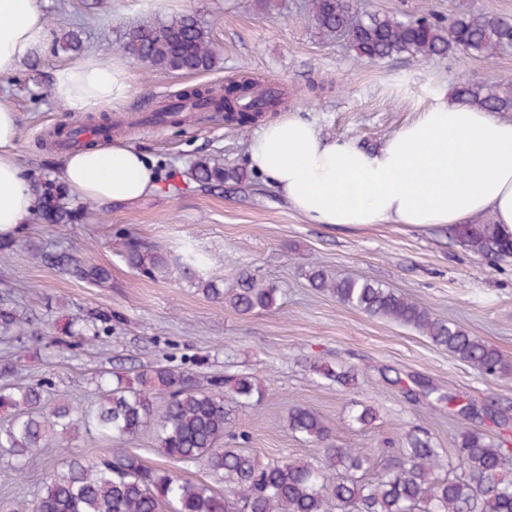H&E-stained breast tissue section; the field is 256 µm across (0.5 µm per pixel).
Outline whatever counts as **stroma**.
Wrapping results in <instances>:
<instances>
[{
  "mask_svg": "<svg viewBox=\"0 0 512 512\" xmlns=\"http://www.w3.org/2000/svg\"><path fill=\"white\" fill-rule=\"evenodd\" d=\"M356 6L404 20L427 12L444 20L470 9L512 20V0H356ZM44 13L47 36L35 57L0 77V97L19 114L18 163L29 178L62 179L64 153L46 147L43 135L80 119L52 92L55 72L72 63L67 54L54 52V39L61 29L78 27L85 57L126 68L130 94L110 113L128 118L132 126L116 140L154 160L162 190L129 204H94L75 224L32 219L13 234L10 254L0 257V305L16 309L23 325L13 339H0V363L14 362L17 379L51 382L56 394L83 404L99 373L113 368L178 366L203 388L218 376L250 375L265 395L236 408L224 444L260 465L285 457L319 458L318 443L288 429V412L296 405L326 421L333 444L370 449L379 469L393 465L414 429L427 432L445 458L452 456L454 440L466 426L497 434L489 418L467 422L447 408L409 398L396 382L400 375L419 376L461 401L512 419V374L485 377L415 330L340 304L312 288L305 276L316 265L335 276L375 279L512 361V258L489 264L447 227L416 231L379 224L350 232L307 223L249 171L245 152L255 126L226 127L220 112H186L176 125L146 120L159 102L248 73L287 92L285 116L306 117L324 135L374 146L472 76L492 81L512 76V53L488 61L452 52L436 59L405 55L362 62L343 42L319 33L309 0H275L267 10L257 0H168L150 12L138 8L137 0H44ZM181 14L195 16L208 30L216 52L213 70L152 72L122 52L126 29ZM321 83L325 92L312 93ZM206 156L245 172V180L200 187L189 171ZM132 239L171 258L191 240L209 259L204 277L231 289L242 275H253L278 288L280 304L242 315L190 281L174 275L147 278L124 261ZM61 250L108 268L110 283L83 282L35 258L39 251ZM75 317L110 319L112 334L92 344L63 339L62 330ZM321 362L354 369V385L345 388L317 375L313 366ZM361 404L374 408L371 424L354 422ZM123 446L147 466L170 467L216 491L224 489L204 464H170L151 429ZM57 455V448H46L0 481V512H29Z\"/></svg>",
  "mask_w": 512,
  "mask_h": 512,
  "instance_id": "stroma-1",
  "label": "stroma"
}]
</instances>
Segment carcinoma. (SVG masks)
I'll use <instances>...</instances> for the list:
<instances>
[{
  "instance_id": "carcinoma-1",
  "label": "carcinoma",
  "mask_w": 512,
  "mask_h": 512,
  "mask_svg": "<svg viewBox=\"0 0 512 512\" xmlns=\"http://www.w3.org/2000/svg\"><path fill=\"white\" fill-rule=\"evenodd\" d=\"M312 16L321 33L344 38L355 57L375 63L403 55L435 58L463 51L486 60L512 51V21L481 10L455 14L448 25L429 14L400 20L386 14H361L354 0H311ZM60 50L78 55L83 41L69 30L57 40ZM121 50L154 70L204 73L216 65V53L205 28L190 15H178L145 27L129 29ZM225 95L203 96L183 92L177 101L152 113L154 123H169L185 111L211 104L225 110V121L239 126L268 108L272 88L247 76L224 86ZM453 96L463 105L497 114L512 113V80L488 81L475 77L455 87ZM195 181L203 187L240 182L244 172L226 168L209 158L193 165ZM40 206L38 218L48 224H73L77 212L68 207L63 186L46 181L35 184ZM465 246L494 263L512 256V244L500 240L495 225L483 224L461 234ZM126 263L142 275L155 279L172 273L165 255L128 242ZM44 260L62 273L105 287L109 271L68 252H47ZM206 265L203 255L190 244L182 246L175 271L196 282L204 294L246 314L277 304L278 289L251 278L228 292L212 279L200 275ZM306 277L312 287L327 291L345 306L370 317H385L427 336L460 360L491 378L512 372L498 350L472 336L459 325L435 317L427 308L385 285L366 278L329 275L311 266ZM14 311L0 307V335L20 327ZM67 333L97 341L112 333L98 326V319L77 318ZM324 378L348 385L349 370L337 371L315 365ZM13 364H0V451L22 467L50 442L59 453V467L43 484L31 503V512H512V480L504 475L512 460V437L492 439L481 429H466L455 438L456 465L448 476L437 471L443 460L429 436L408 434L406 447L396 462L365 481L358 473L371 467L364 448H342L329 443L331 430L321 417L297 405L288 414V428L307 439L324 444L319 462L304 459L274 460L258 465L236 448H225L224 434L232 424V405L258 402L264 389L251 377L216 378L208 390L194 387L190 373L158 366L132 374L113 372L100 376L97 396L79 408L68 399L51 396L43 383H11ZM425 396L437 404L470 415L469 405L457 395L434 394L418 383ZM153 428L162 455L172 463H204L224 479L226 492L209 484L187 480L168 469L151 468L123 448L109 458H74L71 442L84 433L122 443L141 430Z\"/></svg>"
}]
</instances>
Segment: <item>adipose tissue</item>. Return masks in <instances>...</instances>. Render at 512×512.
Listing matches in <instances>:
<instances>
[{"label": "adipose tissue", "mask_w": 512, "mask_h": 512, "mask_svg": "<svg viewBox=\"0 0 512 512\" xmlns=\"http://www.w3.org/2000/svg\"><path fill=\"white\" fill-rule=\"evenodd\" d=\"M45 37L39 0H0V77ZM52 91L69 111L96 112L125 102L128 75L121 64L89 58L57 71ZM18 130L16 109L0 100V235L16 231L34 210L14 154ZM247 162L312 224L424 230L458 228L487 214L512 239V122L452 100L421 112L374 149L324 137L308 119L283 118L255 132ZM63 178L74 195L94 202H133L159 189L153 161L123 144L69 154Z\"/></svg>", "instance_id": "obj_1"}]
</instances>
